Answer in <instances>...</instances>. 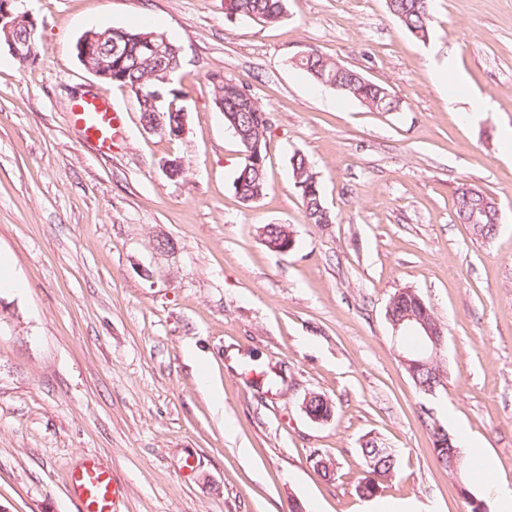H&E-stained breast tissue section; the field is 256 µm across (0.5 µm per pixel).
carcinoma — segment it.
I'll list each match as a JSON object with an SVG mask.
<instances>
[{"label":"carcinoma","mask_w":512,"mask_h":512,"mask_svg":"<svg viewBox=\"0 0 512 512\" xmlns=\"http://www.w3.org/2000/svg\"><path fill=\"white\" fill-rule=\"evenodd\" d=\"M229 14L257 19L263 23H278L286 14L287 0H224ZM390 15L415 38L424 41L429 37L430 0H386ZM129 35V40L121 46V58H112V63H120L115 72V84L125 87L136 96L141 112V120L152 122L155 113L163 116V133L170 136L173 127L180 126L184 108L178 104L180 91L169 83L160 82L161 74L155 52L143 46L141 38L154 34V31L142 27L122 28ZM295 65L304 70L317 83L337 90V93L359 101L369 109L378 112H393L399 101L388 88L373 83L359 72L336 61L314 53L295 60ZM213 104L224 115L225 125L237 138L243 155L242 164L234 178V189L245 203H254L266 195L269 189L266 176L267 146L271 136V123L267 108L256 103L247 105L245 92L248 86L225 77L213 78ZM161 91L163 100L154 98L156 91ZM261 145V154H250L251 147ZM292 175L299 188L304 207V214L309 224H331L333 215L325 207L321 184L317 173L301 153L291 158ZM267 246L279 252L283 243L293 239V234L283 224H266L262 227ZM386 311L392 317H401L408 312L419 313L434 321L436 317L428 303L414 290L400 289L390 298ZM417 382L425 386L431 382L440 386L444 370L440 363L429 368L415 371ZM309 413L320 420H326L331 414V404L324 395L312 393L308 407ZM441 428L431 431L433 453L436 462L444 469L452 464L451 451L438 447ZM378 443L369 440L361 445L360 452L371 459L366 475L358 483L357 491L362 497H373L378 492L381 481L391 476L397 467L398 459H375Z\"/></svg>","instance_id":"obj_1"}]
</instances>
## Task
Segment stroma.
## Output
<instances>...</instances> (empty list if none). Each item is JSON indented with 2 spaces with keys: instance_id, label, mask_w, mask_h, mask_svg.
<instances>
[{
  "instance_id": "stroma-1",
  "label": "stroma",
  "mask_w": 512,
  "mask_h": 512,
  "mask_svg": "<svg viewBox=\"0 0 512 512\" xmlns=\"http://www.w3.org/2000/svg\"><path fill=\"white\" fill-rule=\"evenodd\" d=\"M10 8L38 40L28 64L0 50V254L20 282L0 288V512H78L68 476L89 456L120 485L119 512H470L473 499L498 512L482 474L436 463L430 431L467 429L512 484V0H434L423 42L385 0H288L272 25L224 0ZM133 26L182 49V136L147 130L135 97L73 52L87 30ZM312 49L399 110L316 83L292 64ZM213 74L270 113L269 190L251 204L234 190L242 155ZM91 95L125 114L108 154L68 121ZM475 96L489 110L471 111ZM296 152L334 223L306 222ZM463 183L497 200L492 239L456 219ZM269 223L292 231L290 251L266 246ZM403 288L446 328L429 394L385 315ZM312 392L328 421L303 411ZM371 438L399 453L373 500L356 492ZM317 450L334 472L314 466Z\"/></svg>"
}]
</instances>
